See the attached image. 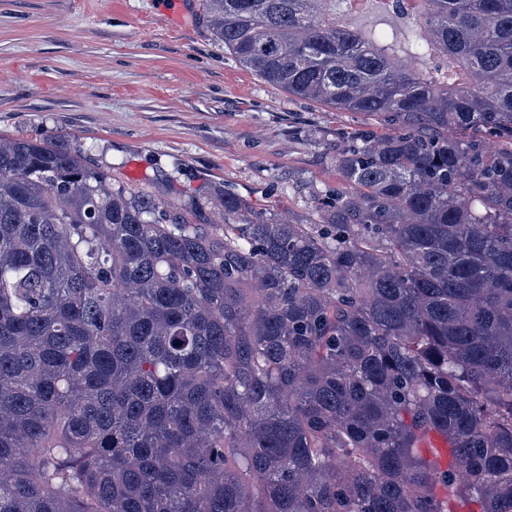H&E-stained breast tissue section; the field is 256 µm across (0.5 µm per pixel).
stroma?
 Wrapping results in <instances>:
<instances>
[{"instance_id":"35a3bbf8","label":"stroma","mask_w":512,"mask_h":512,"mask_svg":"<svg viewBox=\"0 0 512 512\" xmlns=\"http://www.w3.org/2000/svg\"><path fill=\"white\" fill-rule=\"evenodd\" d=\"M199 0H0V136L82 146L113 182L311 223L336 151L372 117L289 98L215 44Z\"/></svg>"}]
</instances>
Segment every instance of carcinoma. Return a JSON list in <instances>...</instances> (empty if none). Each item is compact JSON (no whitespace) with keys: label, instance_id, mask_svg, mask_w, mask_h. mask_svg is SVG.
<instances>
[{"label":"carcinoma","instance_id":"carcinoma-1","mask_svg":"<svg viewBox=\"0 0 512 512\" xmlns=\"http://www.w3.org/2000/svg\"><path fill=\"white\" fill-rule=\"evenodd\" d=\"M418 2L401 37L201 0L261 80L386 127L309 224L0 139V512H512V0Z\"/></svg>","mask_w":512,"mask_h":512}]
</instances>
